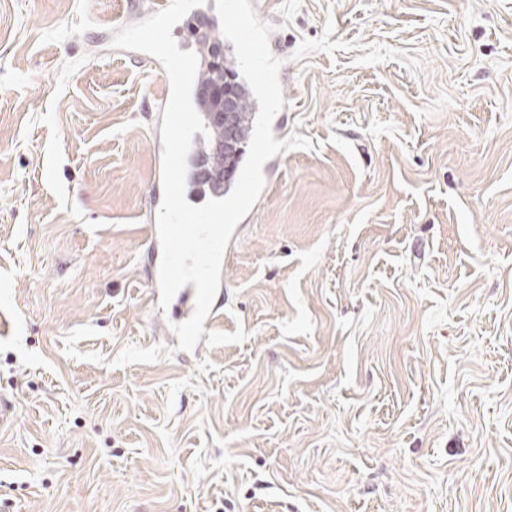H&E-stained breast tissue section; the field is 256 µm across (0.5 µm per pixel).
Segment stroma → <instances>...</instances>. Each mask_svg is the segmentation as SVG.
Listing matches in <instances>:
<instances>
[{"mask_svg": "<svg viewBox=\"0 0 512 512\" xmlns=\"http://www.w3.org/2000/svg\"><path fill=\"white\" fill-rule=\"evenodd\" d=\"M252 3L312 147L186 353L146 269L163 82L111 46L147 0H0V512H512V0Z\"/></svg>", "mask_w": 512, "mask_h": 512, "instance_id": "obj_1", "label": "stroma"}]
</instances>
